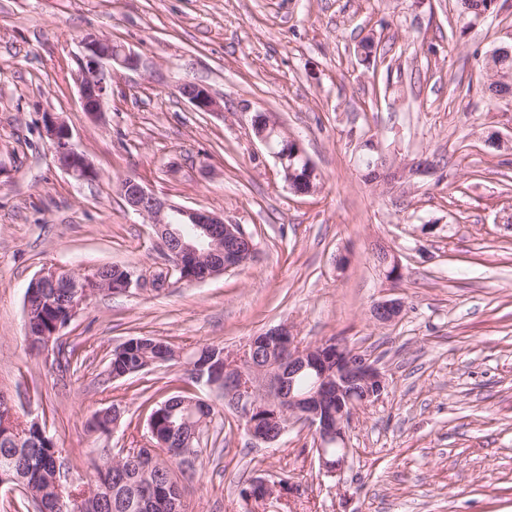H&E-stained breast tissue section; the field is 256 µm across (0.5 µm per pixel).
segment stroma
Segmentation results:
<instances>
[{
  "mask_svg": "<svg viewBox=\"0 0 512 512\" xmlns=\"http://www.w3.org/2000/svg\"><path fill=\"white\" fill-rule=\"evenodd\" d=\"M501 5L474 25L457 0H0V393L20 421L39 420L82 477L102 449L143 444L153 402L204 398L216 415L184 512H247L239 490L252 476L295 489L267 512H512V97L486 92L480 60L512 44V0ZM88 32L140 59L96 121L75 79ZM370 32L388 51L377 66L356 53ZM185 79L223 112L195 111L177 91ZM47 112L68 123L98 180L57 165ZM259 113L302 141L316 193L282 181L254 135ZM371 134L390 157L446 165L404 187L368 183L357 146ZM129 175L241 225L253 261L203 282L96 294L56 345L31 352L23 305L43 268L164 270L153 226L119 195ZM377 243L398 256L400 281L375 265ZM388 298L405 310L381 325L371 308ZM282 323L308 343L342 338L386 375L382 397L354 415L340 475L319 471L300 424L253 447L223 398L188 378L191 350ZM133 336L182 358L110 378L113 348ZM72 345L75 371L60 365ZM112 405L120 427L91 433Z\"/></svg>",
  "mask_w": 512,
  "mask_h": 512,
  "instance_id": "stroma-1",
  "label": "stroma"
}]
</instances>
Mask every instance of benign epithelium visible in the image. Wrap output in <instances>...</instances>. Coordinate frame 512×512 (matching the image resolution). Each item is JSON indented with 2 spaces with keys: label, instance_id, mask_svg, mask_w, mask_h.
I'll return each mask as SVG.
<instances>
[{
  "label": "benign epithelium",
  "instance_id": "1",
  "mask_svg": "<svg viewBox=\"0 0 512 512\" xmlns=\"http://www.w3.org/2000/svg\"><path fill=\"white\" fill-rule=\"evenodd\" d=\"M76 60L82 110L97 120L106 112L112 79L121 69L138 68L139 58L110 39L87 33L79 40ZM177 91L199 112L221 111L219 101L200 83L185 80L179 83ZM44 122L60 168L79 182L96 180L98 171L79 150L68 124L52 113L45 115ZM253 129L260 142L268 147L273 138L279 139V148L272 154L290 190L301 196L314 193L317 185L311 176L312 165L303 143L288 135L267 114L254 116ZM378 141L376 135L361 140L378 155L364 172L374 182L405 185L416 176H431L437 172V167L423 157L412 161H384ZM119 192L125 205L146 218L162 241L168 259L163 284H168L173 277L178 283L202 282L252 261L251 239L240 225L226 223L224 216L162 197L132 176L121 179ZM182 224H193L203 234L186 240L179 229ZM374 258L386 280L398 281L402 265L393 251L382 248L375 252ZM144 285L146 281L131 269L124 279L111 281L104 278L99 269L80 276L52 268L31 281L25 299L36 294L50 297L51 290H62L69 298L65 313L66 321L70 322L95 293L126 294L133 287ZM403 311V301L392 298L375 303L371 315L378 323L388 324L396 321ZM305 371L315 374V382L307 392L298 394L294 381ZM386 389V377L376 363L349 349L343 340L305 343L288 324L253 336L239 347L224 349V400L246 422L245 428L254 444H273L290 426L302 424L309 428L319 448L320 469L329 476L341 473L348 462V411L378 401ZM261 411L276 425V431L268 433L259 428L257 414ZM332 446L336 447L334 456L328 452ZM271 497L270 484L264 480L255 481L246 492L254 512Z\"/></svg>",
  "mask_w": 512,
  "mask_h": 512
}]
</instances>
